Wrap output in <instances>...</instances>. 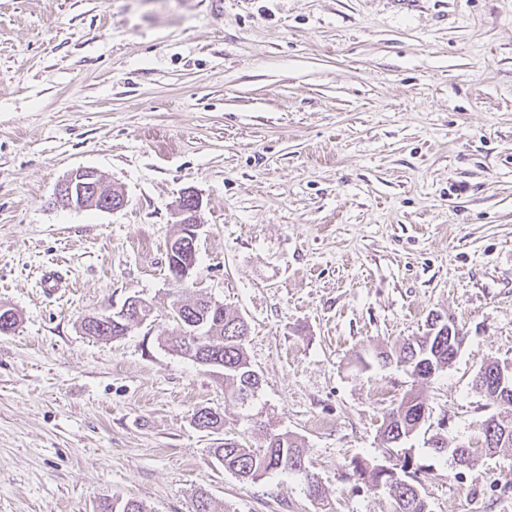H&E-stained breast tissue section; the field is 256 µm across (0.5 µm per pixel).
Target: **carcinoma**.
<instances>
[{
  "instance_id": "cac0c4a2",
  "label": "carcinoma",
  "mask_w": 512,
  "mask_h": 512,
  "mask_svg": "<svg viewBox=\"0 0 512 512\" xmlns=\"http://www.w3.org/2000/svg\"><path fill=\"white\" fill-rule=\"evenodd\" d=\"M171 305L204 319L200 335L182 336L177 329L164 334V346L173 354L196 362L200 359L216 363L214 369L224 374V400L246 407L257 395L261 379L255 374L246 352L244 342L248 336V324L235 310L224 308V313H209V301L199 296H186L182 288L174 294ZM443 328L436 327V318H431L427 329L421 336H416L396 350L379 351L372 360L358 357V362L365 368L371 363L386 364L390 358L403 365H408L411 375L422 378L421 366L432 364L444 367L455 360L457 351H448V336L442 334ZM423 400L419 396L404 398L393 408L380 427V444L388 454L396 453L403 457L400 461L402 480L394 482L392 475L384 468V462L355 458L351 460L349 477L355 481L377 490L384 491L391 502V512H430L428 501L422 487L420 474L428 466L420 463L412 454V449L403 448L401 444L411 437L419 428L418 410ZM196 425L204 430H218L224 426V418L218 412L207 411L195 415ZM512 417L500 414L491 415L480 422L479 436L481 449L488 453L501 450L500 438L495 429L498 422ZM215 458L224 469L244 481L256 482L268 474L281 473L299 475L304 481L307 495H315V501L324 503L328 500L323 485L312 486L308 479L310 461L301 441L288 432H267L264 442L257 448L248 447L233 438L224 439V444L213 449ZM100 512H148L143 502L135 498L114 499L100 504Z\"/></svg>"
}]
</instances>
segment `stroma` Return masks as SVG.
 <instances>
[{"mask_svg":"<svg viewBox=\"0 0 512 512\" xmlns=\"http://www.w3.org/2000/svg\"><path fill=\"white\" fill-rule=\"evenodd\" d=\"M92 168L122 208L69 209ZM204 229L186 286L247 321L248 409L162 345L179 287L167 241L185 191ZM71 284L37 286L42 267ZM138 297L117 339L85 316ZM0 512H320L296 477L246 482L212 450L296 435L334 512H389L344 477L381 457L387 413L428 405L409 441L432 512H512V450L456 467L499 414L471 381L512 362V0H0ZM467 339L429 380L357 354ZM204 407L219 431L196 427ZM101 187L98 171L92 168H79L57 184L55 202L66 208L82 209L87 205V200L97 198Z\"/></svg>","mask_w":512,"mask_h":512,"instance_id":"obj_1","label":"stroma"}]
</instances>
